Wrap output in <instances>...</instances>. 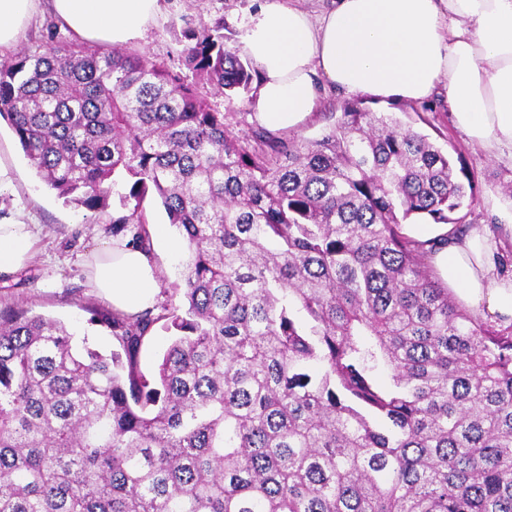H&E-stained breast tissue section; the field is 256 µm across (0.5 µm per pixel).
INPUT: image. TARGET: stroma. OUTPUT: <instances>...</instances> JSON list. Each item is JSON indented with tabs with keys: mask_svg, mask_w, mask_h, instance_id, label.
<instances>
[{
	"mask_svg": "<svg viewBox=\"0 0 512 512\" xmlns=\"http://www.w3.org/2000/svg\"><path fill=\"white\" fill-rule=\"evenodd\" d=\"M189 1L194 4L190 10L185 7ZM258 6V0H165L163 13L127 50L160 65L176 66L180 45L175 33L182 26V15L189 12L208 22L223 19L229 46L238 47ZM363 105L373 112L399 114L402 121L428 134L455 166L465 167L476 195L470 223L489 225L495 232L512 222V199L502 192L503 185L512 183V160L488 156L453 125L444 91L415 102L367 98ZM0 161L11 167L13 175L11 185L0 192V206L33 222L38 237L31 264L0 280V308L23 306L62 320L75 343L109 352L114 347L109 331L88 322V307L100 308L104 302L88 288L87 276L91 256L112 240L111 210L89 211L58 198L38 177L4 117H0Z\"/></svg>",
	"mask_w": 512,
	"mask_h": 512,
	"instance_id": "35a3bbf8",
	"label": "stroma"
}]
</instances>
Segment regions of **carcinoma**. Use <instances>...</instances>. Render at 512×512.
<instances>
[{
    "mask_svg": "<svg viewBox=\"0 0 512 512\" xmlns=\"http://www.w3.org/2000/svg\"><path fill=\"white\" fill-rule=\"evenodd\" d=\"M227 40L184 18L173 72L51 30L0 63V115L45 185L117 198L112 233L144 248L156 196L188 251L164 289L181 304L90 311L118 352L0 310V512H512V325L460 308L401 232L464 223L469 174L358 103L313 138L254 112L236 128L202 91L252 90ZM164 322L157 323L145 340L138 357L140 369L146 374L156 371L166 348L171 342L172 332L163 328Z\"/></svg>",
    "mask_w": 512,
    "mask_h": 512,
    "instance_id": "carcinoma-1",
    "label": "carcinoma"
}]
</instances>
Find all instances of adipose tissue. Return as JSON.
<instances>
[{"instance_id": "adipose-tissue-1", "label": "adipose tissue", "mask_w": 512, "mask_h": 512, "mask_svg": "<svg viewBox=\"0 0 512 512\" xmlns=\"http://www.w3.org/2000/svg\"><path fill=\"white\" fill-rule=\"evenodd\" d=\"M163 0H0V52L49 8L81 42L122 47L162 11ZM259 78L253 108L271 131H296L333 86L380 100L417 101L444 86L456 126L487 152L512 155V0H328L319 13L268 0L240 44ZM431 244L436 277L456 302L512 324V267L503 239L484 226L407 224ZM37 233L20 215L0 217V276L27 268ZM89 286L114 310L152 307L161 288L150 253L124 242L89 264Z\"/></svg>"}]
</instances>
